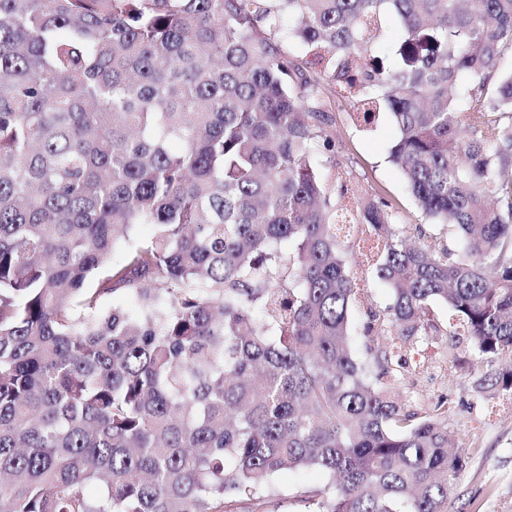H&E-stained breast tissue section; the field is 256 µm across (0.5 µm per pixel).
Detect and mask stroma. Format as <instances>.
<instances>
[{
  "label": "stroma",
  "instance_id": "1",
  "mask_svg": "<svg viewBox=\"0 0 512 512\" xmlns=\"http://www.w3.org/2000/svg\"><path fill=\"white\" fill-rule=\"evenodd\" d=\"M327 107L334 119L336 167L350 174L361 197L389 201L408 236L431 234L444 244H454V229L424 218L389 160L398 135L391 115L381 113L372 127L362 128L352 121L353 106L344 98L332 96ZM363 278L365 293L350 310L352 348L359 357L364 354L361 326L366 310L385 309L392 301L390 288L375 278L371 268H364ZM429 354L426 372L403 382L398 393L402 403L414 408L442 398L448 401V428L467 455L453 484L448 512H512V397L475 396L472 381L487 365L464 347H433ZM327 484V476L315 470L279 474L273 482L271 512H303L304 498Z\"/></svg>",
  "mask_w": 512,
  "mask_h": 512
}]
</instances>
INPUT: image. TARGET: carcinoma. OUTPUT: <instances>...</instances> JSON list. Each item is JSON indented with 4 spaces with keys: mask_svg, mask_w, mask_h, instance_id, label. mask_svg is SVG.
<instances>
[{
    "mask_svg": "<svg viewBox=\"0 0 512 512\" xmlns=\"http://www.w3.org/2000/svg\"><path fill=\"white\" fill-rule=\"evenodd\" d=\"M509 48L512 0H0V512H233L302 469L330 479L313 512H448V402L396 388L441 336L512 360ZM333 85L393 116L392 163L459 233L410 244L356 203L393 295L366 361L311 162L336 167ZM473 390L512 396V366Z\"/></svg>",
    "mask_w": 512,
    "mask_h": 512,
    "instance_id": "1",
    "label": "carcinoma"
}]
</instances>
